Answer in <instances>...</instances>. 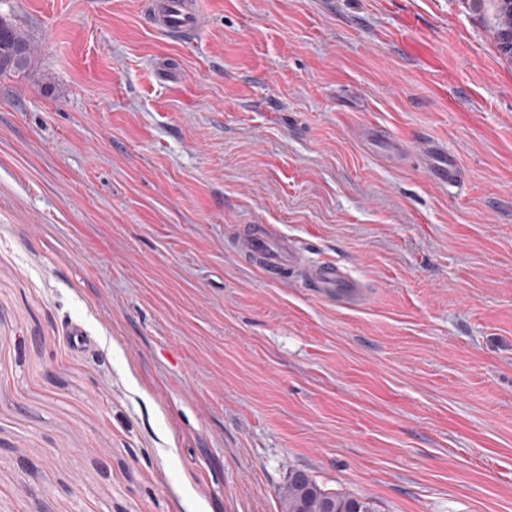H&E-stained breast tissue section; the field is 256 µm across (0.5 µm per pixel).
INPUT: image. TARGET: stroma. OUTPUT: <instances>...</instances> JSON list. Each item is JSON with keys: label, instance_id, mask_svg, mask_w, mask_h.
I'll return each instance as SVG.
<instances>
[{"label": "stroma", "instance_id": "1", "mask_svg": "<svg viewBox=\"0 0 512 512\" xmlns=\"http://www.w3.org/2000/svg\"><path fill=\"white\" fill-rule=\"evenodd\" d=\"M198 3L176 42L143 0H0L34 46L0 76V512H281L298 469L512 512L494 0ZM242 224L366 299L267 280Z\"/></svg>", "mask_w": 512, "mask_h": 512}]
</instances>
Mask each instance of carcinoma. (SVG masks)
<instances>
[{"label": "carcinoma", "mask_w": 512, "mask_h": 512, "mask_svg": "<svg viewBox=\"0 0 512 512\" xmlns=\"http://www.w3.org/2000/svg\"><path fill=\"white\" fill-rule=\"evenodd\" d=\"M29 60L27 38L0 17V75L24 70ZM280 499L282 512H376L372 499L329 492L303 470L291 474Z\"/></svg>", "instance_id": "obj_1"}]
</instances>
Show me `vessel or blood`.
<instances>
[{
    "instance_id": "obj_1",
    "label": "vessel or blood",
    "mask_w": 512,
    "mask_h": 512,
    "mask_svg": "<svg viewBox=\"0 0 512 512\" xmlns=\"http://www.w3.org/2000/svg\"><path fill=\"white\" fill-rule=\"evenodd\" d=\"M146 14L152 27L163 35L181 39L196 33L202 16L193 0H147ZM238 251L270 280L281 279L293 269H300L305 284L318 296L331 297L352 291L355 280L335 263L310 264L288 237L245 224L240 228Z\"/></svg>"
}]
</instances>
